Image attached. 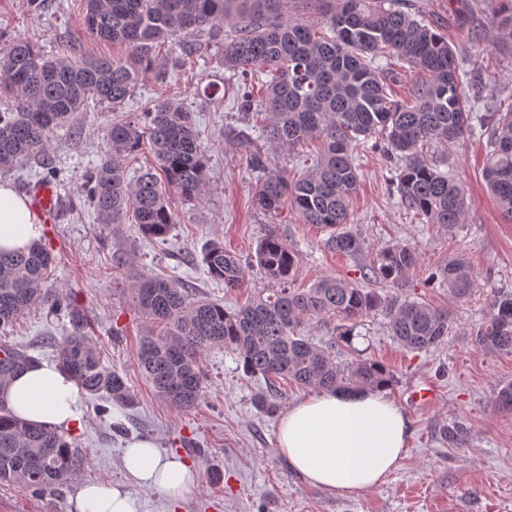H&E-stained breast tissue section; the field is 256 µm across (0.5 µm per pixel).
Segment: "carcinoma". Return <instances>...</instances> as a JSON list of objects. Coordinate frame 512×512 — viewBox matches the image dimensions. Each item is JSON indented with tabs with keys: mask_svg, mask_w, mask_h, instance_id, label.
Segmentation results:
<instances>
[{
	"mask_svg": "<svg viewBox=\"0 0 512 512\" xmlns=\"http://www.w3.org/2000/svg\"><path fill=\"white\" fill-rule=\"evenodd\" d=\"M325 16V31L282 12V0H84L88 33L126 45L124 59H84L81 44L70 54L46 60L26 38L0 30V99L12 102L0 112V173L22 161L41 160L43 180L58 174L48 157L50 134L86 111L88 101L119 104L152 66L154 45L172 41L183 63L204 51L224 48V66L263 88L260 99L243 95L240 111L263 115L255 121L258 138L294 146L320 137L324 149L297 179L266 172L262 157L249 166L264 173L257 206L279 209L284 195L306 224L328 233V248L357 256L365 242L351 228L350 200L357 189L355 160L366 140L381 137L379 150L397 160V191L406 210L452 232L463 223L467 196L459 179L441 172L424 148L436 143L449 154L465 144V134L487 135L484 178L500 210L512 221V111L476 112L465 95L468 73L447 39L399 0H315ZM386 64H381V61ZM421 75L405 101L394 99L397 72L392 61ZM140 125L112 122L100 164L80 186L100 224L138 225L146 238L162 241L180 223L168 199L173 189L188 201L201 199L207 185L206 163L197 145L192 113L175 99H163L145 113ZM149 136L157 167L128 178L125 160ZM255 261L265 278L279 284L264 288L235 310L224 303L190 296L171 277L138 274L134 302L160 333L143 336L137 364L155 395L177 411L195 409L204 397L201 355L229 349L245 372L262 377L266 392L258 403L277 411L276 382L304 389H388L391 371L358 355L344 363L334 351L353 347L358 320L385 310L387 328L407 352L444 344L452 328L448 313L410 298L386 301L375 291L325 276L308 288H293L297 255L275 236L258 245ZM415 248L390 244L366 266L364 277L399 285L418 268ZM207 274L224 288L244 286L243 264L219 239L202 252ZM52 257L42 243L25 252H0V329L23 318L36 304L50 302V314L68 318L70 328L58 341L59 365L90 396L117 406L133 402L124 378L105 367L87 319L63 294L48 296ZM429 281L464 301L477 287L467 259L458 255L430 273ZM492 316L475 333V344L490 355H512V292L491 300ZM334 321L323 344L300 333L306 319ZM33 358L0 344V385ZM495 405L512 413V383L498 388ZM448 444L461 447L470 429L453 421L442 429ZM85 455L58 431L25 423L0 406V481L43 494L74 479Z\"/></svg>",
	"mask_w": 512,
	"mask_h": 512,
	"instance_id": "1",
	"label": "carcinoma"
}]
</instances>
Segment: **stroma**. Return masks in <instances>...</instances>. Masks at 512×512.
Instances as JSON below:
<instances>
[{
    "mask_svg": "<svg viewBox=\"0 0 512 512\" xmlns=\"http://www.w3.org/2000/svg\"><path fill=\"white\" fill-rule=\"evenodd\" d=\"M407 6L464 53L468 68L479 76L467 93L480 111L512 108V32L496 21L501 0H407ZM0 28L33 40L49 59L67 55L77 41L87 57L129 55L125 45L87 34L79 0H53L40 16L32 13L28 0H0ZM178 53L171 43L155 45L152 73L123 103L90 104L73 125L51 137L61 211L58 223L46 226L43 234L54 256V278L47 288L67 294L86 315L103 364L124 377L135 403L100 414L94 400L84 398L80 426L66 433L88 459L84 470L76 480L42 495L0 482V512H73L74 497L84 484L125 482L122 451L133 435L152 438L161 451L183 457L198 475L195 490L178 502L131 487L136 512H512V414L495 406L498 387L512 382V356H491L473 343L474 329L490 315L493 295L512 291V222L503 217L484 180V141L467 139L452 157L434 154L439 170L455 174L467 192L465 221L452 233L401 206L396 161L371 147L361 152L351 226L366 249L357 257L339 255L326 247V232L303 223L290 204L273 213L259 210L254 201L258 174L246 162L250 153L259 152L268 171L290 178L314 163L321 139L288 147L255 138L251 120L239 110L240 81L225 68L221 50L180 67L174 64ZM210 83L218 85L219 93L207 105L197 91ZM166 98L192 112L209 181L201 201L173 196L171 206L180 222L161 241L142 237L134 224L114 229L98 223L92 210L81 207L76 190L99 164L113 118L143 122L147 109ZM270 234L295 250L300 288L323 276L363 285V268L379 249L393 243L414 246L420 263L408 282L378 284L375 292L387 300L425 301L447 311L453 322L447 343L421 353L404 351L393 341L384 311L363 318L356 329L354 347L393 373L395 383L387 394L411 423L406 455L379 487L335 494L293 472L278 447L279 416L264 413L255 403L266 384L248 376L233 352L214 348L203 354L205 396L188 412L161 403L137 366V341L148 325L130 299L133 273L175 277L189 292L232 308L267 287L252 260ZM215 238L246 261L244 288L227 290L206 274L201 253ZM130 242L136 245L133 255L116 264V254ZM461 251L473 267L477 288L471 298L456 302L447 289L427 284L426 277ZM67 326V320L48 316L41 305L0 333V342L53 362L56 340ZM422 382L436 388L426 405L410 398ZM453 419L471 429L465 447L448 446L440 437Z\"/></svg>",
    "mask_w": 512,
    "mask_h": 512,
    "instance_id": "stroma-1",
    "label": "stroma"
}]
</instances>
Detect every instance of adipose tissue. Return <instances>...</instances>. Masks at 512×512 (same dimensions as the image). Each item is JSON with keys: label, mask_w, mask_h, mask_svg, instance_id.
Wrapping results in <instances>:
<instances>
[{"label": "adipose tissue", "mask_w": 512, "mask_h": 512, "mask_svg": "<svg viewBox=\"0 0 512 512\" xmlns=\"http://www.w3.org/2000/svg\"><path fill=\"white\" fill-rule=\"evenodd\" d=\"M25 197L0 182V250H25L41 238ZM0 403L26 422L70 430L82 416L80 387L56 363L39 361L0 389ZM410 421L379 390L321 391L289 406L278 444L290 468L309 484L334 493L375 488L404 457ZM123 468L130 484L179 500L197 483L191 463L162 453L147 438L127 442ZM76 512H135L127 486L90 484L78 493Z\"/></svg>", "instance_id": "obj_1"}]
</instances>
